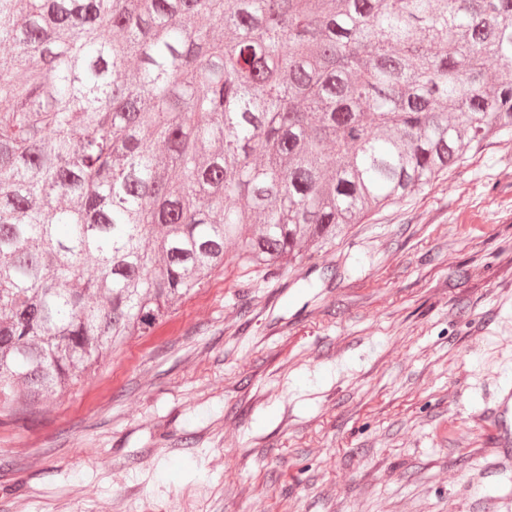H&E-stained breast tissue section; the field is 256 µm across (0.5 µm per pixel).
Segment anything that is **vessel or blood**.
I'll return each mask as SVG.
<instances>
[{"label":"vessel or blood","instance_id":"vessel-or-blood-1","mask_svg":"<svg viewBox=\"0 0 512 512\" xmlns=\"http://www.w3.org/2000/svg\"><path fill=\"white\" fill-rule=\"evenodd\" d=\"M473 419L485 431L490 469L512 470V383L499 384L493 405L474 414Z\"/></svg>","mask_w":512,"mask_h":512}]
</instances>
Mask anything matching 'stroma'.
Masks as SVG:
<instances>
[{"mask_svg": "<svg viewBox=\"0 0 512 512\" xmlns=\"http://www.w3.org/2000/svg\"><path fill=\"white\" fill-rule=\"evenodd\" d=\"M512 378V136L283 273L224 270L59 401L0 415V512H487ZM484 431V448L489 450L487 469L511 472L512 468V383L497 386L491 407L472 416Z\"/></svg>", "mask_w": 512, "mask_h": 512, "instance_id": "1", "label": "stroma"}]
</instances>
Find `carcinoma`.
Instances as JSON below:
<instances>
[{"instance_id": "obj_1", "label": "carcinoma", "mask_w": 512, "mask_h": 512, "mask_svg": "<svg viewBox=\"0 0 512 512\" xmlns=\"http://www.w3.org/2000/svg\"><path fill=\"white\" fill-rule=\"evenodd\" d=\"M1 44L0 413L18 420L229 249L294 268L512 136V0H0Z\"/></svg>"}]
</instances>
